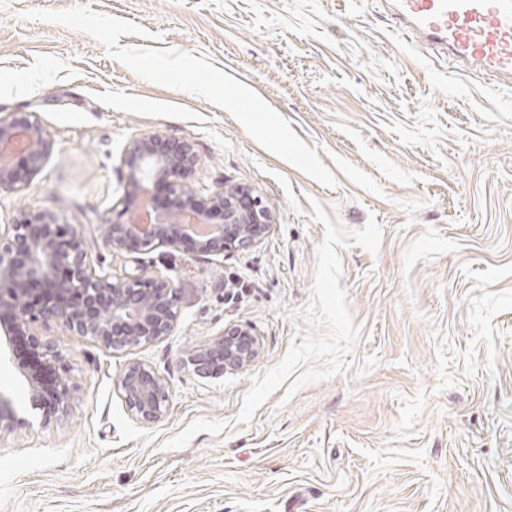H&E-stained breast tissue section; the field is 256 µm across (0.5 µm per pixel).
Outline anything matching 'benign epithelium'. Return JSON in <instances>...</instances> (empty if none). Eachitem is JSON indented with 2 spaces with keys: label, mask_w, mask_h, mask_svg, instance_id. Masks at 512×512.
<instances>
[{
  "label": "benign epithelium",
  "mask_w": 512,
  "mask_h": 512,
  "mask_svg": "<svg viewBox=\"0 0 512 512\" xmlns=\"http://www.w3.org/2000/svg\"><path fill=\"white\" fill-rule=\"evenodd\" d=\"M0 191L19 190L41 173L52 143L33 112L0 117ZM196 161L187 141L171 143L159 135L133 141L124 157L127 181L119 204L106 219L105 243L113 250L189 249L222 254L247 248L270 229L272 214L262 200L236 185H226L207 198L181 186L176 178ZM168 189L165 209L156 207L153 188ZM220 213L224 223L211 224ZM11 238L0 237V323L6 336L27 339L50 369L43 384L25 375L32 406L43 423L68 416L75 386L61 353L41 344L31 332L38 317L62 323L73 335L113 350L132 349L167 336L178 318V292L163 275L146 278L134 268L123 280L97 273L81 237L51 212L19 213ZM260 340L247 325H233L224 334L186 354L184 365L200 377L240 371L259 356ZM128 410L145 424L163 418L169 390L164 377L135 362L119 379ZM24 424L13 400L0 393V433Z\"/></svg>",
  "instance_id": "1"
}]
</instances>
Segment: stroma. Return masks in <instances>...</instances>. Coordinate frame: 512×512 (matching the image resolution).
<instances>
[{
	"instance_id": "35a3bbf8",
	"label": "stroma",
	"mask_w": 512,
	"mask_h": 512,
	"mask_svg": "<svg viewBox=\"0 0 512 512\" xmlns=\"http://www.w3.org/2000/svg\"><path fill=\"white\" fill-rule=\"evenodd\" d=\"M93 11L208 56L288 119L336 178L326 187L264 150L225 110L142 79L90 36L30 10ZM393 0H0V116L37 113L53 149L29 186L0 193V227L56 214L97 271L162 274L179 295L171 335L113 350L37 320L76 386L70 415L42 424L25 396L26 340L0 347V392L28 427L0 434V512H512V86L463 72L396 30ZM190 142L180 181L227 184L269 207L270 231L218 255L114 251L104 222L135 139ZM383 226L379 253L339 251L361 333L348 372L276 390L236 417L254 374L276 364L310 300L324 227ZM252 325L245 370L202 378L181 361L225 327ZM133 362L169 386L162 420L132 416L118 381ZM204 416L227 421L185 447L163 442Z\"/></svg>"
}]
</instances>
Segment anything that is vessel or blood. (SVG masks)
<instances>
[{"label":"vessel or blood","mask_w":512,"mask_h":512,"mask_svg":"<svg viewBox=\"0 0 512 512\" xmlns=\"http://www.w3.org/2000/svg\"><path fill=\"white\" fill-rule=\"evenodd\" d=\"M409 36L448 50L464 67L512 81V0H398Z\"/></svg>","instance_id":"1"}]
</instances>
